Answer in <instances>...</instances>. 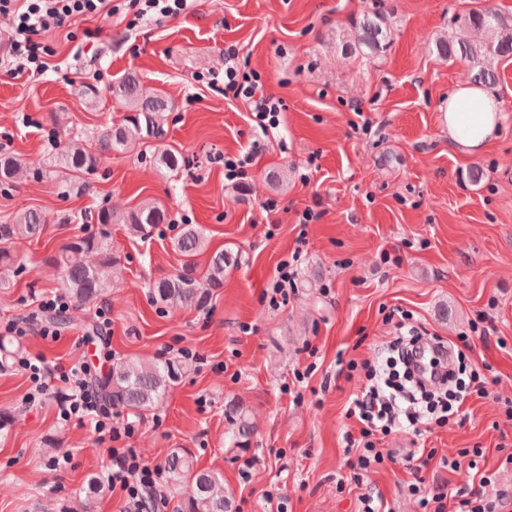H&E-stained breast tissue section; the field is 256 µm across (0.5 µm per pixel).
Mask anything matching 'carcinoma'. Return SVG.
I'll list each match as a JSON object with an SVG mask.
<instances>
[{
    "label": "carcinoma",
    "mask_w": 512,
    "mask_h": 512,
    "mask_svg": "<svg viewBox=\"0 0 512 512\" xmlns=\"http://www.w3.org/2000/svg\"><path fill=\"white\" fill-rule=\"evenodd\" d=\"M352 26L356 30V39L343 44L345 54L362 61H373L389 47L392 30L383 11L368 12ZM472 31L485 33V39L480 42L470 40ZM435 47L440 56L452 62H466L462 74L466 83L494 85L498 76L490 62L512 55V18L493 9L473 10L463 17L455 15L448 24V36L437 40ZM109 93L129 111L121 124L103 128L90 145L70 138L56 143V167L70 188L88 189L89 177L98 171L108 155L160 133L163 113L168 111V101L163 95L144 89L131 73L113 82ZM20 171V159L0 153V188L14 184ZM167 219L165 209L156 203L143 204L123 215L107 206L96 215L98 224L105 227L127 224L140 235L150 233L154 225L164 224ZM45 224L46 218L34 209L22 211L11 224H1L0 267L22 269L17 264L15 245L40 237ZM173 245L182 257L181 267L173 275L152 281L151 298L164 307L202 308L217 290L224 287V269L235 264L237 257L216 251L205 267H199L196 257L205 248V236L198 224L180 225ZM87 254L97 256V265L90 266L81 260ZM47 261L62 269V287L77 307L97 304L109 289L104 272L121 268V257L112 248L106 231L75 238L48 256ZM186 370V363L175 359L117 358L95 381V386L102 400L112 408L141 414L160 410L170 389ZM224 416L232 426L237 446H246L253 426L245 411L229 403L225 405ZM163 471L170 487L180 495L179 512H232L221 476L198 467L187 451L171 453L164 462Z\"/></svg>",
    "instance_id": "obj_1"
}]
</instances>
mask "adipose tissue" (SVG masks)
<instances>
[{"label": "adipose tissue", "instance_id": "adipose-tissue-1", "mask_svg": "<svg viewBox=\"0 0 512 512\" xmlns=\"http://www.w3.org/2000/svg\"><path fill=\"white\" fill-rule=\"evenodd\" d=\"M499 103L488 90L461 86L448 96V135L470 152H481L498 127Z\"/></svg>", "mask_w": 512, "mask_h": 512}]
</instances>
